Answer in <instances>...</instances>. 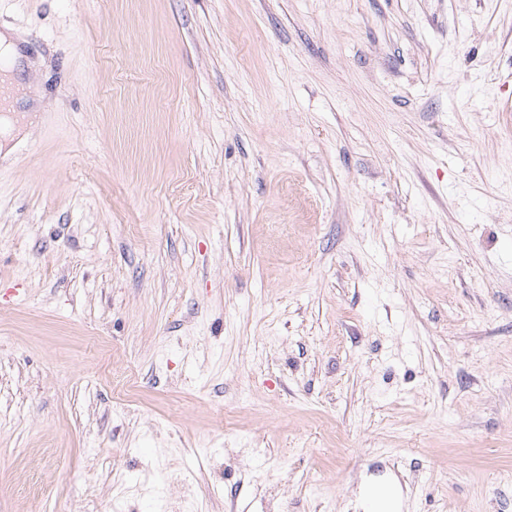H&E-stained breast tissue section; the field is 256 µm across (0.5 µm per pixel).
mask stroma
<instances>
[{"instance_id": "stroma-1", "label": "stroma", "mask_w": 512, "mask_h": 512, "mask_svg": "<svg viewBox=\"0 0 512 512\" xmlns=\"http://www.w3.org/2000/svg\"><path fill=\"white\" fill-rule=\"evenodd\" d=\"M0 512H512V0H0ZM0 47L1 49L2 47H4L5 57L7 58V63L5 65H2V73L5 74L4 78H2V83H4V86L10 90L11 81L7 74L12 76L16 73H20L21 68H19V64L20 60L23 57L18 47V36L15 35L12 31L8 30L0 32ZM11 55H13L14 57L15 67L9 72H7L11 66Z\"/></svg>"}]
</instances>
